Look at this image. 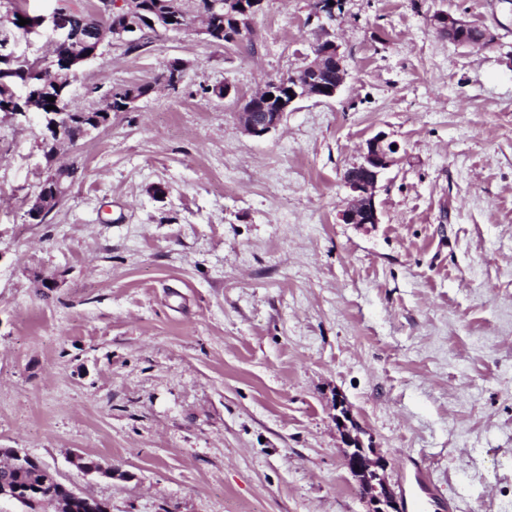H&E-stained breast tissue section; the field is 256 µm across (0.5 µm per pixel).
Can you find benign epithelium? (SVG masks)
I'll use <instances>...</instances> for the list:
<instances>
[{
    "mask_svg": "<svg viewBox=\"0 0 512 512\" xmlns=\"http://www.w3.org/2000/svg\"><path fill=\"white\" fill-rule=\"evenodd\" d=\"M262 0H254L248 4L245 0H211L209 6L212 10L220 9L228 17L237 19L238 33L233 35L234 42L242 41L247 35V29L243 26V19H249L260 10ZM120 11L109 10V13L101 14V31H112V37L122 38L124 29L111 25L110 16L117 13L126 20L134 21L132 28H137L139 22L140 7L134 0H123L119 5ZM69 11L58 8L48 17L38 16L39 24H48L51 34L56 40L74 37V32L69 28ZM430 23L448 41L465 48H483L491 42V37L486 30H481L477 39L470 37L472 24L462 16L450 14L446 11H437ZM304 74L299 76L292 74V80L288 81V89L292 90V96L283 98V102L276 103L273 112H262L260 106L267 102V95L274 93L273 87L279 81H270V86L246 99L239 112L240 121L245 134L253 138H262L273 130L281 122L284 114L297 101L305 98L332 99L341 90L348 76V64L346 57L340 51V46L333 39H326L320 44L314 45L312 53L307 57L306 65L302 67ZM401 146L397 141L389 138L388 134L379 132L366 140L361 149V161L348 168L342 176V181L348 195L345 205L340 213V220L344 224L365 226L367 224L380 223V216L375 203V189L384 171L398 165ZM347 412L336 416V423L340 426L346 448L342 449L345 463L351 474L357 479L359 485L365 489L364 498L370 506V512H394L397 509V497L388 484L385 475L386 463L378 458H369L366 449L358 437L352 435L345 420ZM85 457L76 454L71 462L87 475L98 474L111 478L115 473L112 467L105 468L100 463L92 467H86ZM7 500L24 505L30 502L26 489L16 483H0V500Z\"/></svg>",
    "mask_w": 512,
    "mask_h": 512,
    "instance_id": "7a95c632",
    "label": "benign epithelium"
}]
</instances>
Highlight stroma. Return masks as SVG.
Returning <instances> with one entry per match:
<instances>
[{
  "label": "stroma",
  "instance_id": "35a3bbf8",
  "mask_svg": "<svg viewBox=\"0 0 512 512\" xmlns=\"http://www.w3.org/2000/svg\"><path fill=\"white\" fill-rule=\"evenodd\" d=\"M313 2L263 0L237 45L194 26L104 46L69 107L174 59L182 80L60 146L79 177L42 222L41 120L0 113V448L109 512H366L340 398L392 487L415 458L456 512H512V0ZM439 10L491 43H449ZM321 38L348 60L338 96L247 136L237 98ZM381 131L406 154L380 221L341 223Z\"/></svg>",
  "mask_w": 512,
  "mask_h": 512
}]
</instances>
